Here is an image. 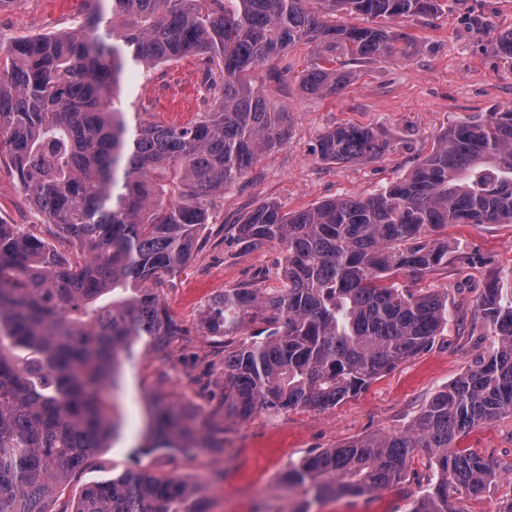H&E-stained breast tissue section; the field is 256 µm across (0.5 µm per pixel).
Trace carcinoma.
<instances>
[{
	"instance_id": "obj_1",
	"label": "carcinoma",
	"mask_w": 512,
	"mask_h": 512,
	"mask_svg": "<svg viewBox=\"0 0 512 512\" xmlns=\"http://www.w3.org/2000/svg\"><path fill=\"white\" fill-rule=\"evenodd\" d=\"M81 0L84 24L19 35L0 50V164L58 233L69 256L24 224L0 223V512H51L59 486L118 437L107 395L126 368L162 360L182 329L161 294L206 243L217 199L286 140L289 113L268 105L247 72L300 43L318 63L305 92L336 95L355 73L336 58L409 59L418 44L381 20L432 17L438 0ZM362 15L364 26L333 23ZM198 58L205 108L185 125L129 122L120 99L140 71ZM383 133L357 124L320 136L324 162L370 161ZM451 224H512V108L454 125L405 177L365 198L338 196L282 213L273 201L235 225L238 241L284 254L282 286L215 296L202 326L224 351L217 377L224 426L147 391L150 450H224L225 427L261 411H326L431 347L448 298L391 277L448 264ZM492 337L404 430L313 450L279 478L311 501L407 480L424 448L431 472L410 512H461L449 493H485L490 459L458 450L474 426L512 417V270L476 306ZM246 324L253 332L239 336ZM72 512H206L199 486L127 471L85 486Z\"/></svg>"
}]
</instances>
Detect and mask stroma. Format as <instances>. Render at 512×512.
I'll use <instances>...</instances> for the list:
<instances>
[{
  "label": "stroma",
  "mask_w": 512,
  "mask_h": 512,
  "mask_svg": "<svg viewBox=\"0 0 512 512\" xmlns=\"http://www.w3.org/2000/svg\"><path fill=\"white\" fill-rule=\"evenodd\" d=\"M79 0H15L0 11V41L21 34H50L75 27ZM417 40L412 58H382L368 63L338 59L355 72L354 81L333 96L303 90L300 78L317 60L315 48L299 44L276 64L250 72L268 103L289 112L288 139L262 155L246 176L218 200L207 243L164 287L161 300L186 335L173 343L165 364H153L151 380L161 381L173 398L211 409L221 398L218 386H202L204 373L218 372L215 348L200 326L206 302L224 289L248 282L265 290L278 287L283 254L272 244L248 246L231 231L260 204L276 202L283 212L317 206L340 195L365 197L405 176L431 151L449 126L484 120L512 106V60L499 56L495 41L512 31V0H440L431 18L401 22ZM195 57L158 65L124 91L126 109L157 120L185 123L203 107L204 91ZM360 124L384 132L388 150L369 162H323L313 148L326 131ZM0 222L40 224L25 193L8 170L0 169ZM454 252L447 265L415 277L400 276L401 286L448 298L449 322L433 346L372 382L358 396L323 412H260L233 424L224 435L226 453L237 463L202 451L192 456L150 452L143 437L145 403L136 369L115 402L123 427L66 483L57 507L72 505L81 488L123 472L174 475L198 484L209 512H296L299 496L278 485L290 463L314 449L334 448L374 433L401 430L438 391L451 384L477 352L476 304L488 281L512 269V224H452ZM460 449L493 459L498 475L478 497L461 496L464 512H503L512 503V418L474 427ZM428 455L417 450L408 481L376 493L312 502L310 512H409L427 486Z\"/></svg>",
  "instance_id": "obj_1"
}]
</instances>
